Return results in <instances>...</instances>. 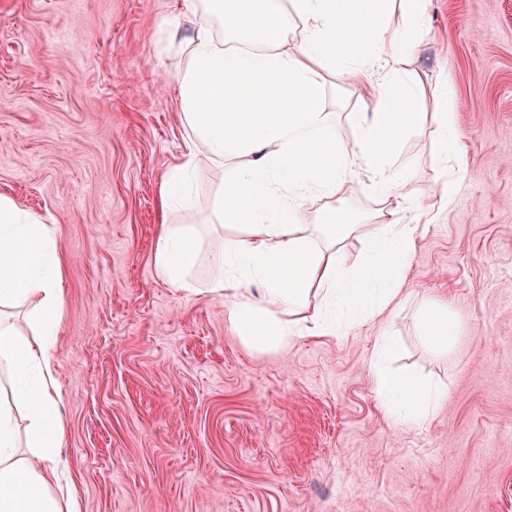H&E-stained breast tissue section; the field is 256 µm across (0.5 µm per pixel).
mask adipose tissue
Masks as SVG:
<instances>
[{"label":"adipose tissue","mask_w":512,"mask_h":512,"mask_svg":"<svg viewBox=\"0 0 512 512\" xmlns=\"http://www.w3.org/2000/svg\"><path fill=\"white\" fill-rule=\"evenodd\" d=\"M190 37L168 29L186 59L171 84L189 132L179 164L162 186V205L174 211L188 205L191 179L202 160L247 162L218 190L208 216L212 224H242L248 233L214 258L207 288L192 275L201 237L197 225L165 224L158 235L154 264L160 278L185 297L208 293L223 299L228 321L259 350L283 347L306 336H332V312H347V325L364 324L394 310L402 301L403 275L417 228L398 223L394 210L374 218L382 234L370 239L356 273L344 269L337 245L360 230L345 210L326 207L322 240L301 234L300 221L310 196L329 200L337 183L356 166L375 171L379 195L407 201L406 179L387 169V157L402 132L414 126L418 84L403 68L415 45L429 0H184ZM402 8L406 26L391 28L387 18ZM279 23L254 48L260 10ZM235 27L225 28V17ZM351 29L350 46L336 49V27ZM348 82L358 73L376 75L377 92L366 111L355 113L353 144L336 134L324 108L327 86L318 67ZM251 111H242L243 103ZM456 90L438 94V149L445 179L442 196L453 200L464 173L461 135L454 112ZM32 305L37 331L21 334L0 319V512H76L73 497L54 491L53 458L64 445L54 378L52 338L63 304L55 242L40 218L0 196V307ZM423 336L444 347L460 325L451 305L424 302L416 312ZM392 347L378 337L372 368L377 394L392 422L424 423L442 393L414 377L393 373L384 363ZM26 411L33 452L17 451L15 406Z\"/></svg>","instance_id":"obj_1"}]
</instances>
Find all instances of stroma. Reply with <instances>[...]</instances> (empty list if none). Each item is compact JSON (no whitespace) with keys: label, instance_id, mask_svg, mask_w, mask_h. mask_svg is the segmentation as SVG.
<instances>
[{"label":"stroma","instance_id":"obj_1","mask_svg":"<svg viewBox=\"0 0 512 512\" xmlns=\"http://www.w3.org/2000/svg\"><path fill=\"white\" fill-rule=\"evenodd\" d=\"M174 0H0V195L53 229L63 312L54 376L65 432L63 490L78 512H512V0H431L406 69L421 117L390 165L407 171L401 223L418 227L404 293L411 304L338 336L258 351L221 299L185 298L157 274L161 187L183 151L163 52ZM457 89L465 172L441 203L434 100ZM355 84L324 106L353 141ZM201 164L195 224L242 165ZM374 174L355 168L336 202L363 224L340 255L360 263L380 232ZM245 229L202 230L198 284ZM449 301L462 322L435 352L415 302ZM390 360L444 387L421 425H394L369 367Z\"/></svg>","mask_w":512,"mask_h":512}]
</instances>
